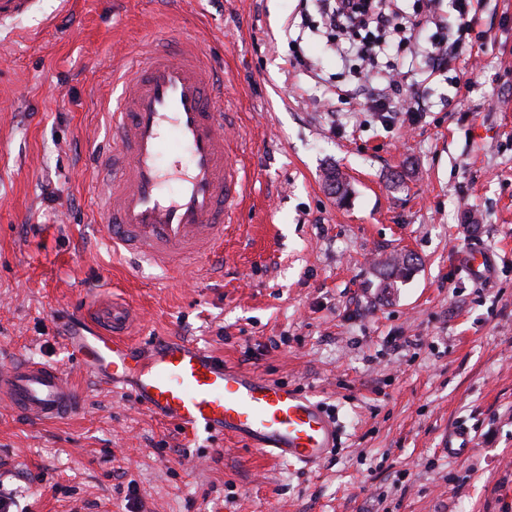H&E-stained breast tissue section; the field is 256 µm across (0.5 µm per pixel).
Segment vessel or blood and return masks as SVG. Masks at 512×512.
I'll return each mask as SVG.
<instances>
[{
    "label": "vessel or blood",
    "mask_w": 512,
    "mask_h": 512,
    "mask_svg": "<svg viewBox=\"0 0 512 512\" xmlns=\"http://www.w3.org/2000/svg\"><path fill=\"white\" fill-rule=\"evenodd\" d=\"M34 7L35 0H0V30ZM120 82L111 112L115 143L93 158L108 243L172 275L223 256L247 177L224 133V88L211 61L192 40L169 35L127 58ZM174 179L180 188L171 193L166 185ZM463 264L481 282L493 261L472 247ZM131 320L130 307L112 304L100 310L99 330L68 336L80 369L115 388L131 383L138 407L189 438L201 431L229 436L304 468L334 448L336 423L312 398L189 340L135 347L126 338ZM0 406L39 424L76 412L79 400L62 369L24 360L0 365Z\"/></svg>",
    "instance_id": "1"
}]
</instances>
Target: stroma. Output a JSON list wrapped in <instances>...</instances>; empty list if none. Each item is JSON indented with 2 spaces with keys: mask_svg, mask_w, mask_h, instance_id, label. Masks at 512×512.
Returning <instances> with one entry per match:
<instances>
[{
  "mask_svg": "<svg viewBox=\"0 0 512 512\" xmlns=\"http://www.w3.org/2000/svg\"><path fill=\"white\" fill-rule=\"evenodd\" d=\"M476 31L465 68L429 73L412 42L380 54V70L414 67L412 125L336 97L365 64L314 0H37L0 38V362L58 365L83 395L48 425L0 407L17 512H512V0H488ZM173 33L220 66L249 176L208 274L132 268L95 206L112 68ZM475 243L495 261L483 283L458 261ZM405 252L415 271L386 287ZM111 302L134 307L133 344L195 341L311 395L338 446L300 469L227 436L185 441L67 349ZM458 427L464 460L442 450Z\"/></svg>",
  "mask_w": 512,
  "mask_h": 512,
  "instance_id": "35a3bbf8",
  "label": "stroma"
}]
</instances>
